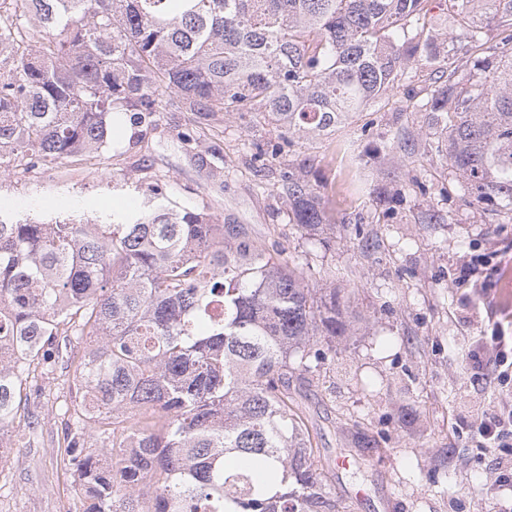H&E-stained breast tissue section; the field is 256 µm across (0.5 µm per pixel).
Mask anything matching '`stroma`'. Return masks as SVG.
<instances>
[{
  "instance_id": "1",
  "label": "stroma",
  "mask_w": 512,
  "mask_h": 512,
  "mask_svg": "<svg viewBox=\"0 0 512 512\" xmlns=\"http://www.w3.org/2000/svg\"><path fill=\"white\" fill-rule=\"evenodd\" d=\"M428 10L444 34L439 52L455 51L466 84L481 77L476 60L512 35L492 24L471 48L456 40L452 0H430ZM411 68L410 82L330 134L288 141L254 106L184 142L188 115L162 93V120L137 143L118 139L116 150L42 167L28 182L0 171V213L94 217L155 182L178 204L207 206L268 253L288 254L308 287L336 289L345 308L344 335L318 339L327 355L319 372L290 383L336 512H512V447L478 435L483 408L512 412V209L477 213L433 152V117L410 106L433 75ZM275 143L279 153L257 175V154ZM288 171L316 181L324 224L289 223ZM26 393L0 438V512H80L58 410L77 387L60 365L52 379H29ZM339 456L349 468L335 470Z\"/></svg>"
}]
</instances>
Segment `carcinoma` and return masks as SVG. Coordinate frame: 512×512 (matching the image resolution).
<instances>
[{
  "mask_svg": "<svg viewBox=\"0 0 512 512\" xmlns=\"http://www.w3.org/2000/svg\"><path fill=\"white\" fill-rule=\"evenodd\" d=\"M477 1L512 28V0H453L475 46ZM427 2L0 0V169L108 150L119 117L134 141L159 88L195 124L256 105L283 138L327 134L419 56L437 78L418 108L476 209L512 205V47L460 86ZM282 190L292 223L324 222L308 176ZM344 332L336 289L157 185L99 224L0 221V438L31 367L66 359L82 512H334L288 385Z\"/></svg>",
  "mask_w": 512,
  "mask_h": 512,
  "instance_id": "1",
  "label": "carcinoma"
}]
</instances>
